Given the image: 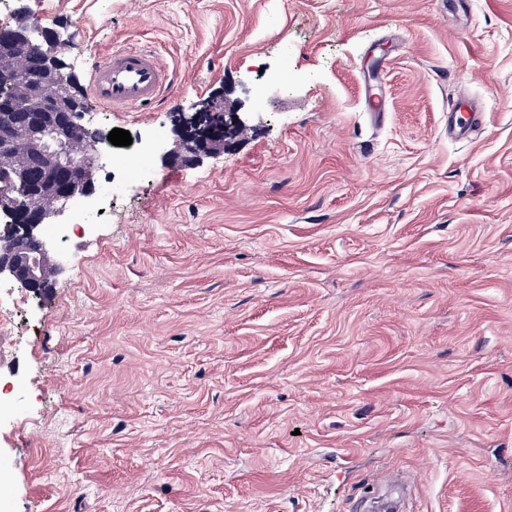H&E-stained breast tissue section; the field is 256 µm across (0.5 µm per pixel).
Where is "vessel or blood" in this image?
<instances>
[{
	"label": "vessel or blood",
	"mask_w": 512,
	"mask_h": 512,
	"mask_svg": "<svg viewBox=\"0 0 512 512\" xmlns=\"http://www.w3.org/2000/svg\"><path fill=\"white\" fill-rule=\"evenodd\" d=\"M169 83L168 71L152 50L114 48L93 69L91 93L111 109L152 103Z\"/></svg>",
	"instance_id": "obj_1"
}]
</instances>
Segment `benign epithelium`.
Here are the masks:
<instances>
[{
	"label": "benign epithelium",
	"mask_w": 512,
	"mask_h": 512,
	"mask_svg": "<svg viewBox=\"0 0 512 512\" xmlns=\"http://www.w3.org/2000/svg\"><path fill=\"white\" fill-rule=\"evenodd\" d=\"M19 14L20 22L10 40L0 43V67L7 63L16 40L27 42L29 35L35 34L33 47L42 57L45 70L42 82L32 86L33 92L42 98L41 111L0 113V216L10 220L0 225V238H23L20 244L0 248V276L6 275L25 288L43 293L51 285V280L44 276L45 268L51 267L56 275L64 270L51 259L42 234V225L54 223L61 210L50 207L22 213L17 209L15 191L23 185L29 194H49L63 205L77 195L90 196L95 192L92 166L96 165L98 154H91L89 167L79 162L71 164L68 185L58 187V160L42 155L41 140L50 134L62 143H72L80 135L76 117L84 112L85 103L73 83L59 86L61 70L68 68V64L58 53L55 31L24 9ZM18 126L27 129L35 162L41 167V176L36 181L30 179L27 163L11 157L12 134ZM242 126L239 113L222 109L215 100L189 116H182V159L188 163L199 161L201 156L223 146Z\"/></svg>",
	"instance_id": "obj_1"
}]
</instances>
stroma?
<instances>
[{
	"label": "stroma",
	"instance_id": "1",
	"mask_svg": "<svg viewBox=\"0 0 512 512\" xmlns=\"http://www.w3.org/2000/svg\"><path fill=\"white\" fill-rule=\"evenodd\" d=\"M45 2L150 174L99 160L49 292L0 280V512H512V0ZM115 46L154 103L94 99ZM219 96L245 129L161 161ZM168 83L155 51L113 47L93 69L91 93L111 109L129 110L152 103Z\"/></svg>",
	"mask_w": 512,
	"mask_h": 512
}]
</instances>
